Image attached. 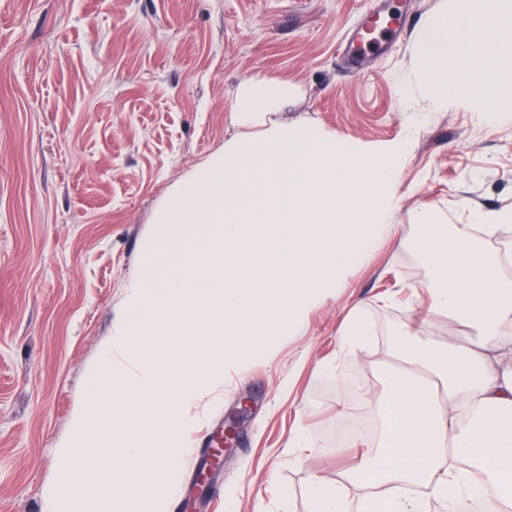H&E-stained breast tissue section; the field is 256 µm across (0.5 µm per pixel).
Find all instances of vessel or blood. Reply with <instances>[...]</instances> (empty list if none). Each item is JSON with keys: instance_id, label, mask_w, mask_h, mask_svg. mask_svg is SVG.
Wrapping results in <instances>:
<instances>
[{"instance_id": "1", "label": "vessel or blood", "mask_w": 512, "mask_h": 512, "mask_svg": "<svg viewBox=\"0 0 512 512\" xmlns=\"http://www.w3.org/2000/svg\"><path fill=\"white\" fill-rule=\"evenodd\" d=\"M401 26L393 14L373 11L366 14L352 32L345 48L344 68L359 69L362 58L383 53L398 37Z\"/></svg>"}]
</instances>
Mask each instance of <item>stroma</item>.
<instances>
[{
    "label": "stroma",
    "instance_id": "1",
    "mask_svg": "<svg viewBox=\"0 0 512 512\" xmlns=\"http://www.w3.org/2000/svg\"><path fill=\"white\" fill-rule=\"evenodd\" d=\"M376 0H0V512H43L59 441L88 369L142 280L169 199L225 149L312 126L351 147L407 143L391 230L301 323L197 404L220 429L201 512H308L313 479L335 482L366 447L337 428L377 420L391 338L440 343L463 327L422 323L431 272L413 243L420 213L469 224L512 211V104L447 105L419 67L426 29L451 0H389L408 38L355 75L340 47ZM289 82L288 101L238 122L239 85ZM361 312L378 342L353 355L339 330ZM310 445L291 449L296 431Z\"/></svg>",
    "mask_w": 512,
    "mask_h": 512
}]
</instances>
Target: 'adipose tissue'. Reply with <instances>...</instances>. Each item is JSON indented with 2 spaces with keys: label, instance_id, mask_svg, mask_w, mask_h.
Masks as SVG:
<instances>
[{
  "label": "adipose tissue",
  "instance_id": "obj_1",
  "mask_svg": "<svg viewBox=\"0 0 512 512\" xmlns=\"http://www.w3.org/2000/svg\"><path fill=\"white\" fill-rule=\"evenodd\" d=\"M463 2L462 17L431 27L421 70L442 100L473 94L480 109L494 111L512 101V5ZM288 93L286 82L249 80L237 110L244 119L275 112ZM493 240L499 251L486 250ZM417 249L433 274L423 322L445 314L465 335L444 346L430 336L411 340L407 328L395 333L381 434L358 471L333 485L311 482V512H424L403 492L413 481L452 510L492 494L501 512H512V225L483 212L451 231L427 224Z\"/></svg>",
  "mask_w": 512,
  "mask_h": 512
}]
</instances>
